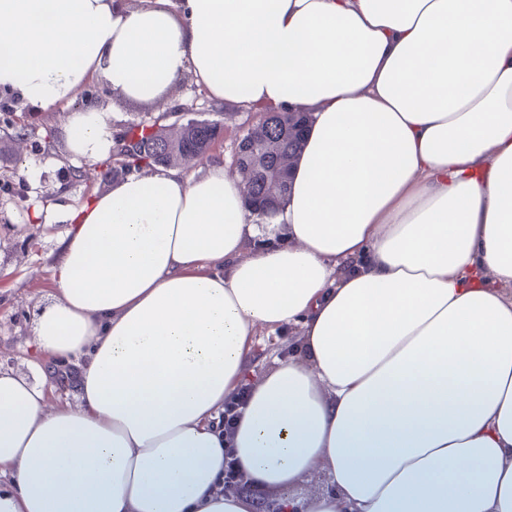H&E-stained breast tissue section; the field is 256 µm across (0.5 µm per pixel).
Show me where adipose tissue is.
Here are the masks:
<instances>
[{
    "label": "adipose tissue",
    "instance_id": "1",
    "mask_svg": "<svg viewBox=\"0 0 512 512\" xmlns=\"http://www.w3.org/2000/svg\"><path fill=\"white\" fill-rule=\"evenodd\" d=\"M187 73L313 112L290 193L254 224L217 155L70 210L33 353L80 400L0 368V512H255L228 454L296 512H512V0H0V88L70 107L74 156L113 147L89 82L152 103ZM301 339L296 328L276 330L275 332L262 330L254 336L244 383H251L268 374L295 355V344ZM51 360H40L42 365V375L39 378V381L44 384L45 389L48 393L50 401L63 400L69 401L72 405H77L79 403V383L77 381V386L75 388H62L60 385L56 384L50 377L44 366ZM249 388V384L241 386L234 398L224 402V418L219 420V425L224 426L225 432L231 429L233 421L239 414L242 405H244Z\"/></svg>",
    "mask_w": 512,
    "mask_h": 512
}]
</instances>
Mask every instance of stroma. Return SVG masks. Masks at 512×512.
I'll use <instances>...</instances> for the list:
<instances>
[{"instance_id": "obj_1", "label": "stroma", "mask_w": 512, "mask_h": 512, "mask_svg": "<svg viewBox=\"0 0 512 512\" xmlns=\"http://www.w3.org/2000/svg\"><path fill=\"white\" fill-rule=\"evenodd\" d=\"M95 95L110 127L146 119L154 114L145 107L112 92L107 84L94 81L85 88ZM30 113L51 125L55 148L33 153L13 141L0 142V354L12 357V369L25 374L32 341V328L42 308L52 300L50 269L59 255L60 239L67 225L63 210L78 206L97 191L106 190L110 178L98 173L84 180H72L75 161L67 153L64 126L68 110L56 107L43 110L14 94L0 91V113ZM40 205V222L30 218L33 205ZM297 329L263 330L254 337L247 379L268 374L295 355Z\"/></svg>"}]
</instances>
